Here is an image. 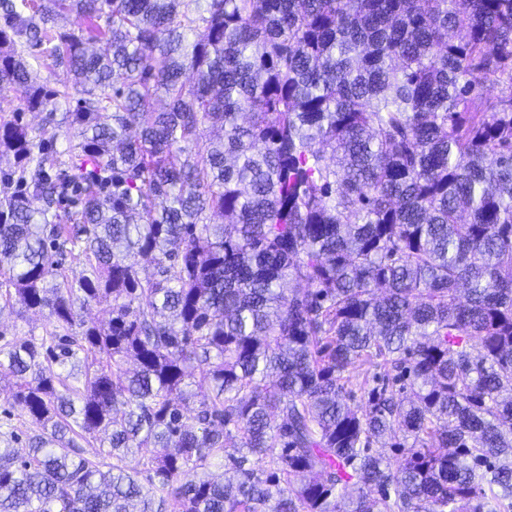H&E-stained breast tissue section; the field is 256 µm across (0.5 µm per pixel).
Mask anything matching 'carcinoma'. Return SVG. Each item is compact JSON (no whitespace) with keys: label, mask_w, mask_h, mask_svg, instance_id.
I'll return each mask as SVG.
<instances>
[{"label":"carcinoma","mask_w":512,"mask_h":512,"mask_svg":"<svg viewBox=\"0 0 512 512\" xmlns=\"http://www.w3.org/2000/svg\"><path fill=\"white\" fill-rule=\"evenodd\" d=\"M4 90L0 512H512V0H0ZM30 56L28 61L31 65L32 74L37 83L43 84L47 89H53L60 84H70V79L64 73L63 69H56L55 71H48L42 66L41 60H35L33 54H37L35 50L29 51ZM73 97L74 98L70 99L69 102L52 100L43 112H37L29 111L23 102L16 98L12 93L7 92L2 95V103H0V118H9L14 112H22L23 123L27 125L29 129L37 132L41 127L42 118L46 112L53 109L54 112L58 113L59 118L62 112H69L74 109L76 106V98H79V96L75 95ZM19 305L5 306L0 313V331L6 339L14 334L31 333L35 336L45 334V327L49 328L47 319L41 313L34 311L22 312ZM2 377V376H0ZM12 378L10 376L3 375L0 379V431L8 432L10 425H19V422L23 421L20 416V410L17 407L11 406L10 387ZM9 413L11 416H9ZM10 418V419H9Z\"/></svg>","instance_id":"carcinoma-1"}]
</instances>
